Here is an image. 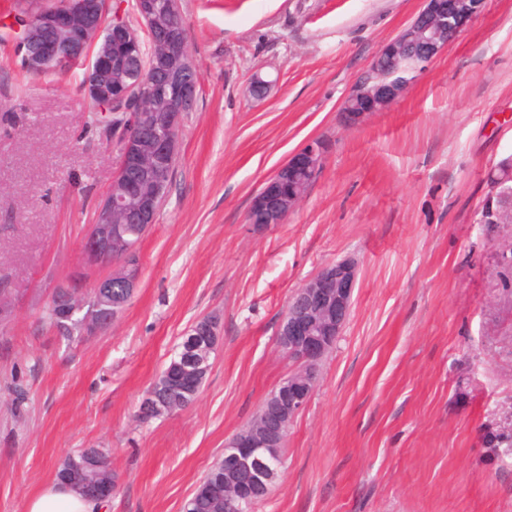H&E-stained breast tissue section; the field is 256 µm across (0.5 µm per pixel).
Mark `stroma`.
Returning <instances> with one entry per match:
<instances>
[{
    "label": "stroma",
    "instance_id": "1",
    "mask_svg": "<svg viewBox=\"0 0 512 512\" xmlns=\"http://www.w3.org/2000/svg\"><path fill=\"white\" fill-rule=\"evenodd\" d=\"M421 7L180 0L198 92L140 284L109 327L70 340L43 310L58 282L110 273L81 244L121 145L83 68L32 75L0 42V512H26L83 448L111 454L102 512H183L296 368L276 343L291 295L345 257L350 315L255 512H512V288L495 265L512 228L477 221L489 171L512 156V0H484L385 111L354 126L340 114ZM314 138L330 152L302 201L284 223L247 224ZM211 314L223 328L197 399L141 420L144 392Z\"/></svg>",
    "mask_w": 512,
    "mask_h": 512
}]
</instances>
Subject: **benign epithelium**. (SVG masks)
Masks as SVG:
<instances>
[{
  "label": "benign epithelium",
  "mask_w": 512,
  "mask_h": 512,
  "mask_svg": "<svg viewBox=\"0 0 512 512\" xmlns=\"http://www.w3.org/2000/svg\"><path fill=\"white\" fill-rule=\"evenodd\" d=\"M484 0H422V8L376 54L367 71L352 84L341 103V112L351 124L374 112L388 109L406 91L410 82L384 78L379 64H394L402 55L428 63L448 47L481 11ZM137 16L152 40L151 60L129 77L131 62L141 48L137 28L123 12L110 14L109 0H56L53 5L25 16L21 34L26 68L44 73L53 61L84 60V88L95 101L112 99L113 114L123 117L117 134L122 138L119 170L96 207V217L82 242L85 258L113 268L93 285L97 305L84 321L85 335H93L112 324V307L123 300L112 296V288L134 296L141 276L138 245L127 238L125 225L156 223L159 199L169 166L178 156L183 113L197 95V73L185 51V33L178 10L155 8L154 0H135ZM134 103L145 122L128 128L126 119ZM328 145L311 139L292 153L267 179L252 199L250 209L262 224H282L304 197L302 189L286 190L288 176L322 172ZM357 282V263L340 259L321 268L290 297L277 332V345L297 363L265 399L256 420L242 426L224 448V475L215 489H224V512H236L268 493L280 471V448L288 427L308 404L316 388V368L341 335L349 317ZM78 284H58L51 297L57 317L70 320L80 312L76 301ZM221 318L197 320L185 341L180 360L165 385L152 387L141 403L140 414L172 415L190 406L210 369V353L221 335ZM88 492L112 499L115 483L88 479L80 484Z\"/></svg>",
  "instance_id": "7a95c632"
}]
</instances>
